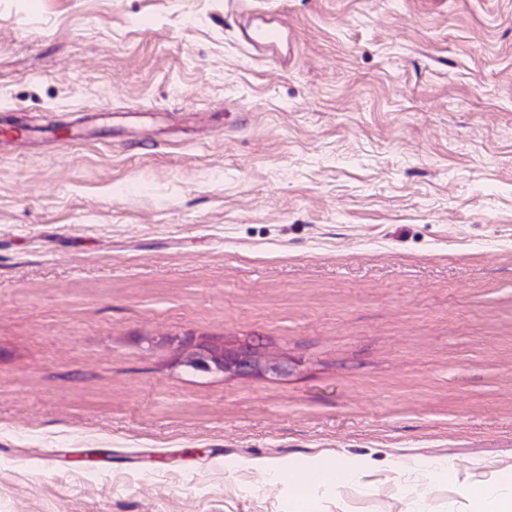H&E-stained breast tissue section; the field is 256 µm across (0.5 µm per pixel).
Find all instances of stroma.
<instances>
[{
    "instance_id": "1",
    "label": "stroma",
    "mask_w": 512,
    "mask_h": 512,
    "mask_svg": "<svg viewBox=\"0 0 512 512\" xmlns=\"http://www.w3.org/2000/svg\"><path fill=\"white\" fill-rule=\"evenodd\" d=\"M245 2L293 68L227 0H0V512H298L361 460L310 512H466L512 472V0ZM294 39L288 23L280 17L266 24L249 25L241 34V41L254 49L269 53L283 67H288L291 61ZM173 363L194 372L224 378L288 377V357L231 336H188L176 339ZM450 469H454V467L453 465L448 466L447 462H421L414 467L400 464L397 467V472L402 478V482L407 484V479L412 475L414 477L423 475L430 480L432 477L438 478L443 472H449ZM360 469L356 466H336L333 470H324L320 464L313 465L312 482L331 483L336 486L341 484L353 483L359 479ZM309 485L298 484V490L303 491Z\"/></svg>"
}]
</instances>
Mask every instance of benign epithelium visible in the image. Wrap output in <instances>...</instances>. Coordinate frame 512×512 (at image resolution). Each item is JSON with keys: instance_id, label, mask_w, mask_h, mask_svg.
<instances>
[{"instance_id": "1", "label": "benign epithelium", "mask_w": 512, "mask_h": 512, "mask_svg": "<svg viewBox=\"0 0 512 512\" xmlns=\"http://www.w3.org/2000/svg\"><path fill=\"white\" fill-rule=\"evenodd\" d=\"M173 363L194 372L225 378H282L292 370L288 357L270 355L260 346L231 336L179 338Z\"/></svg>"}]
</instances>
